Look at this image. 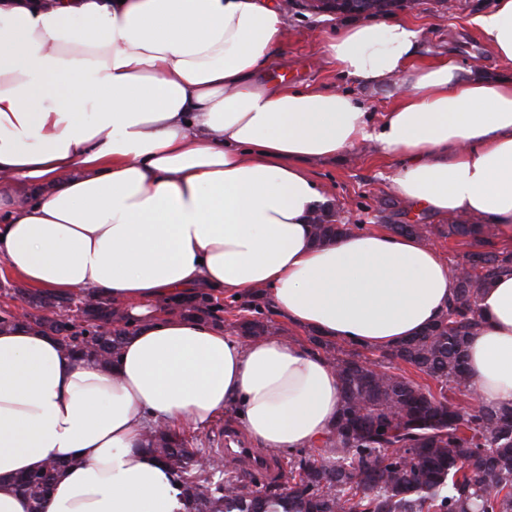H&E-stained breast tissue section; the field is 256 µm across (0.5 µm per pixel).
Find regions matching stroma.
I'll use <instances>...</instances> for the list:
<instances>
[{
	"instance_id": "1",
	"label": "stroma",
	"mask_w": 512,
	"mask_h": 512,
	"mask_svg": "<svg viewBox=\"0 0 512 512\" xmlns=\"http://www.w3.org/2000/svg\"><path fill=\"white\" fill-rule=\"evenodd\" d=\"M496 0H410L402 9L386 14V21L405 20L421 31L422 61L453 58L460 67L491 77H511L512 67L499 62L484 41L474 16L494 8ZM288 33L281 53L265 68L264 76L298 88L328 86L361 93L359 85L341 74L334 61L322 54L324 43L348 22L345 14H331L292 6L286 10ZM366 112L380 116L392 103L389 90L361 93ZM395 158L378 154L365 143L333 161H317L310 171L340 219L382 228L388 221L384 203H391L402 224H431L434 216L417 211L394 193L391 176L399 167Z\"/></svg>"
}]
</instances>
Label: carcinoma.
<instances>
[{
	"mask_svg": "<svg viewBox=\"0 0 512 512\" xmlns=\"http://www.w3.org/2000/svg\"><path fill=\"white\" fill-rule=\"evenodd\" d=\"M332 208L313 218L315 240L330 243L360 224L334 219ZM393 234L430 243L433 236L469 240L462 273L445 314L422 333L382 352L436 381V391L403 375L375 370L353 353L312 339L336 369L342 387L339 415L323 444L291 453L288 486L246 483L233 469L211 471L197 462V450L164 426L150 428L144 451L165 465L182 487L185 512H512V406L489 408L448 399L452 388L472 398L466 361L469 340L481 327V289L512 273V251L493 248L491 227L463 220L451 224H387ZM183 317L214 316L207 298L183 301L170 312ZM88 327L70 317L26 312L23 319L0 316V326L20 322L58 339L70 352L110 368L118 362L129 324L125 310L110 302L84 309ZM252 338L288 330L262 316L229 324ZM67 462L48 459L38 470L8 485L43 512Z\"/></svg>",
	"mask_w": 512,
	"mask_h": 512,
	"instance_id": "cac0c4a2",
	"label": "carcinoma"
}]
</instances>
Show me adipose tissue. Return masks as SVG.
Segmentation results:
<instances>
[{
	"mask_svg": "<svg viewBox=\"0 0 512 512\" xmlns=\"http://www.w3.org/2000/svg\"><path fill=\"white\" fill-rule=\"evenodd\" d=\"M474 23L512 65V0ZM277 0H0V266L25 286L122 305L134 325L108 370L37 327H0V512L10 477L77 457L45 512H183L141 448L148 428L235 409L261 446L312 448L339 413L324 356L280 337L166 313L187 294L261 292L290 325L387 350L442 316L433 245L382 230L313 240L326 201L308 166L358 143L400 158L394 192L512 241V80L420 60L405 21L354 22L323 47L362 89L399 92L379 122L358 96L270 84ZM471 391L512 405V274L480 297Z\"/></svg>",
	"mask_w": 512,
	"mask_h": 512,
	"instance_id": "adipose-tissue-1",
	"label": "adipose tissue"
}]
</instances>
